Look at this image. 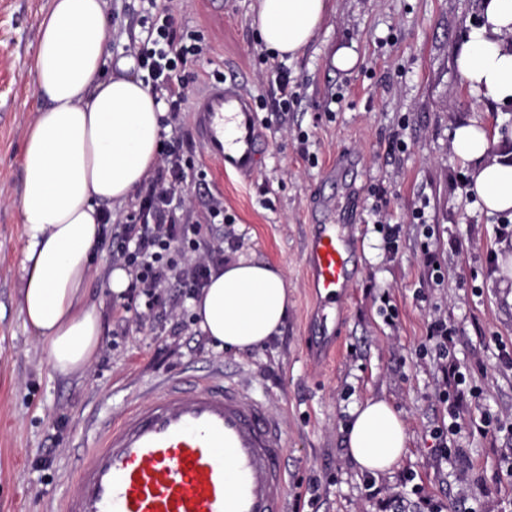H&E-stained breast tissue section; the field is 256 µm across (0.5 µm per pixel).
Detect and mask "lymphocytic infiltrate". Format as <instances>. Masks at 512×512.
<instances>
[{
	"mask_svg": "<svg viewBox=\"0 0 512 512\" xmlns=\"http://www.w3.org/2000/svg\"><path fill=\"white\" fill-rule=\"evenodd\" d=\"M130 50L145 84L166 106L165 124L179 125L190 107V86L195 82L186 67L203 51L197 35L178 27L174 9L165 6L148 25L145 38L132 43ZM193 199L210 219L223 217V196L212 192L205 172L197 169L193 156L185 154L181 142L174 139L163 142L158 162L138 189L134 210L126 220L113 222L108 210L102 215L103 235L116 242L112 264L128 272L124 298L138 304L137 318L157 316L162 290L169 284H178L188 296L197 295L213 270L224 263L223 249L189 235L187 206ZM456 334L455 324L438 318L427 338L429 352L442 368L439 398L450 418L432 431L434 439L442 442L456 431L465 400V377L448 363V348Z\"/></svg>",
	"mask_w": 512,
	"mask_h": 512,
	"instance_id": "obj_1",
	"label": "lymphocytic infiltrate"
}]
</instances>
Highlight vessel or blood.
Wrapping results in <instances>:
<instances>
[{
  "label": "vessel or blood",
  "mask_w": 512,
  "mask_h": 512,
  "mask_svg": "<svg viewBox=\"0 0 512 512\" xmlns=\"http://www.w3.org/2000/svg\"><path fill=\"white\" fill-rule=\"evenodd\" d=\"M192 110L205 153L224 173L258 171L266 140L248 95L218 82ZM349 255L340 228L312 226L307 268L320 306L348 287ZM286 455L280 422L242 384L172 379L101 427L67 482L63 512H285Z\"/></svg>",
  "instance_id": "vessel-or-blood-1"
}]
</instances>
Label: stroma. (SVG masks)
<instances>
[{"label": "stroma", "mask_w": 512, "mask_h": 512, "mask_svg": "<svg viewBox=\"0 0 512 512\" xmlns=\"http://www.w3.org/2000/svg\"><path fill=\"white\" fill-rule=\"evenodd\" d=\"M109 72L144 37L150 0H108ZM483 0H328L326 17L295 57L266 53L252 17L257 0H174L204 52L188 63L198 75L220 68L251 99H264L257 121L266 136L265 163L241 179L206 157L192 113L167 128L206 171L224 198L225 223L206 229L235 256L282 266L288 318L263 347H216L200 331L181 288L163 290L166 314L127 320L107 288L110 246L93 249L85 295L101 324L87 370L56 373L44 342L20 311L18 266L25 227L18 211L21 156L42 98L31 61L49 0H0V512H60L66 481L105 422L146 402L171 378L232 377L278 418L288 440V493L319 484L316 507L299 512H512V434L487 435L485 411L512 423V369L500 345L512 346V242L500 239L503 216L469 196L470 164L452 132L475 122L498 155L512 156V104L478 102L461 81L455 58L482 17ZM355 51L351 72L337 70L338 48ZM282 63L299 98L276 110L275 75ZM325 222L354 229L356 269L341 297V320H322L306 272L309 226L320 197ZM400 225L387 255L373 210ZM424 210V221L414 213ZM431 235H424V227ZM444 279L434 283L427 253ZM394 315H386V305ZM454 322L449 359L477 395L460 411L461 430L442 453L430 430L447 414L437 397L441 373L419 347L435 318ZM389 402L405 421L407 448L392 469L371 474L348 457L345 429L355 404Z\"/></svg>", "instance_id": "stroma-1"}]
</instances>
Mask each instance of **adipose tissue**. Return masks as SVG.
Returning <instances> with one entry per match:
<instances>
[{
  "mask_svg": "<svg viewBox=\"0 0 512 512\" xmlns=\"http://www.w3.org/2000/svg\"><path fill=\"white\" fill-rule=\"evenodd\" d=\"M106 6L51 0L32 62L36 93L48 104L29 126L21 157V312L64 375L83 372L99 346V318L83 285L101 236V208L126 201L150 175L163 132V106L149 87L125 73L105 74ZM327 8V0H260L253 25L268 51L289 58L313 39ZM456 67L481 101L512 102V0H485L483 21ZM453 146L474 164L469 194L488 210H512V160L492 156L486 129L456 127ZM193 312L220 347L264 346L281 335L288 317L286 275L263 261H226L194 299ZM345 446L361 470L388 471L407 446L404 421L389 402L368 399L352 412Z\"/></svg>",
  "mask_w": 512,
  "mask_h": 512,
  "instance_id": "ef3b65f1",
  "label": "adipose tissue"
}]
</instances>
